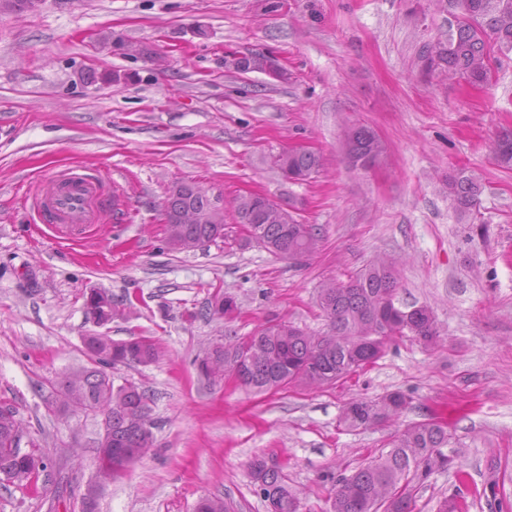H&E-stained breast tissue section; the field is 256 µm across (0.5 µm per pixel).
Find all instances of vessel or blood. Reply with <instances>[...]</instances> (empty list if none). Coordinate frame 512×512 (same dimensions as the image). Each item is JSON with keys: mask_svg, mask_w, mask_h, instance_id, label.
I'll return each instance as SVG.
<instances>
[{"mask_svg": "<svg viewBox=\"0 0 512 512\" xmlns=\"http://www.w3.org/2000/svg\"><path fill=\"white\" fill-rule=\"evenodd\" d=\"M115 188L111 178L69 171L43 183L34 197V205L41 222L64 236L83 225L99 223L104 201Z\"/></svg>", "mask_w": 512, "mask_h": 512, "instance_id": "1", "label": "vessel or blood"}]
</instances>
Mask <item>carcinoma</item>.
<instances>
[{"mask_svg":"<svg viewBox=\"0 0 512 512\" xmlns=\"http://www.w3.org/2000/svg\"><path fill=\"white\" fill-rule=\"evenodd\" d=\"M479 5L474 15L461 14L456 26L435 49L439 62L422 55L428 69L442 68L472 84H484L491 78L488 62L495 51L512 49V0H470ZM270 62L262 54L244 53L224 59L231 73L260 71ZM346 163L360 161L375 165L385 146L367 125L348 127L344 134ZM499 167L512 170V135L502 137L495 151ZM281 170L303 180L318 173L320 155L291 149L274 157ZM448 198L460 217L473 213L479 204L485 183L472 170L461 169L445 182ZM291 202L264 200L257 195L235 199V226L224 216L177 226L164 225L165 243L173 251H186L201 244L224 241L240 248L257 246L274 256L302 263L315 254L322 241V229L316 224H300L293 215H285L283 206ZM206 200L193 194L191 184L180 194L171 193L164 215L172 218L185 209L200 213ZM317 304L326 321L324 333L308 332L288 321H270L250 335L224 337V344L212 349L209 357L228 366V375L241 385L258 392L278 391L292 386L332 387L374 363L387 344L396 338H408L426 348L441 342V331L432 308L426 304L402 306L397 299V278L392 266L375 260L355 272L346 281L329 279L318 290ZM84 306L103 322L112 300L87 297ZM237 309L230 296L219 298L212 314L231 317ZM85 347L93 364L82 368L78 381L64 376L53 385L50 406L62 409L97 410L105 415L110 430L100 436L97 468L84 497H99L102 489L120 476L125 468L144 457L155 445L154 421L150 418V398L143 387L128 379L120 384L103 370L115 364L148 365L162 356V348L150 337L138 336L114 341L97 334L86 337ZM411 404L401 392H392L376 400L354 399L343 408L340 422L347 429L383 425L399 417ZM12 423L0 421V475L8 474L12 483L24 485L30 479L34 463L45 470V457L36 450L18 451L11 444ZM448 425L428 417L396 431L381 450L348 475L330 478L329 512H415L414 491L455 461ZM254 493L268 512H300V498L288 483L283 467L265 456L249 464ZM466 493L458 488L438 501L437 512H464Z\"/></svg>","mask_w":512,"mask_h":512,"instance_id":"1","label":"carcinoma"}]
</instances>
